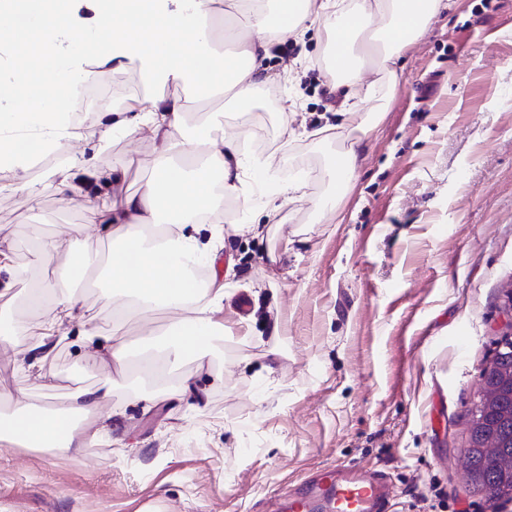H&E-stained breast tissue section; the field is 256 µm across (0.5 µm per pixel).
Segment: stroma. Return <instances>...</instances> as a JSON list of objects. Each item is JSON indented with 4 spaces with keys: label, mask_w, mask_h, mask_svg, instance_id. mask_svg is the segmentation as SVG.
<instances>
[{
    "label": "stroma",
    "mask_w": 512,
    "mask_h": 512,
    "mask_svg": "<svg viewBox=\"0 0 512 512\" xmlns=\"http://www.w3.org/2000/svg\"><path fill=\"white\" fill-rule=\"evenodd\" d=\"M274 80L248 108L210 93L180 97L187 128L220 112L261 141L282 179L304 177L305 201L262 218V238L235 231L249 203L204 266L228 293L223 335L188 352L165 376L126 369L110 378L102 337L84 323L41 368L26 355V316L0 335V412L19 401L66 406L77 390L111 380L93 447L49 453L0 445V512H272L279 495L322 468L355 462L384 471L393 512H512L467 484L460 459L481 371L512 330L502 291L512 284V0H455L400 59L402 80L364 142L340 212L310 208L336 194L330 165L346 138L317 136L336 124L316 33L275 45ZM92 119L66 140L60 160L20 171L34 197L0 187V249L24 291L26 273L52 281L103 225L56 191L63 162L85 167L80 193L110 201L140 191L160 148L85 105ZM106 164L90 176L93 147ZM58 243L46 262L33 228ZM54 397L30 390L36 376Z\"/></svg>",
    "instance_id": "stroma-1"
}]
</instances>
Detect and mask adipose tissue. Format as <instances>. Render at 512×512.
I'll use <instances>...</instances> for the list:
<instances>
[{
    "label": "adipose tissue",
    "mask_w": 512,
    "mask_h": 512,
    "mask_svg": "<svg viewBox=\"0 0 512 512\" xmlns=\"http://www.w3.org/2000/svg\"><path fill=\"white\" fill-rule=\"evenodd\" d=\"M252 2L183 0V9L176 11L170 0H0V44L36 60L34 69L12 72L8 92L21 95L23 106L0 114V151L22 131L64 128L80 138L60 105L70 97L75 78L89 68L121 75L136 59L165 81L189 84L203 61L219 75L221 87L243 103L267 81L274 44L311 30L328 54L333 82L344 90L337 132L366 135L383 118L375 106L381 90L401 77L398 60L451 6L450 0H273L258 8ZM219 11L223 25H211ZM181 109L174 96L130 98L115 125L131 134L146 126L162 140L153 178L117 203L83 201L88 223L109 225L117 242L106 261L111 287L105 305L118 320L130 313L145 319L156 309L167 313L164 332L141 339L167 360L205 349L224 329L215 317L223 289L209 280L190 284L186 269L206 253L191 231L198 214H206L208 223H223L221 191L272 204L280 198L297 201L301 189L300 181L277 179L269 159L244 158L245 129L217 119L212 127L188 134ZM23 312L35 327L31 350L39 362L51 354V339L61 326L85 315L76 292L57 293L48 283L27 291ZM108 396L106 389L87 387L62 411L16 406L0 416V442L80 451L96 442L97 432L84 421Z\"/></svg>",
    "instance_id": "1"
}]
</instances>
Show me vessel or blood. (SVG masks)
<instances>
[{
    "mask_svg": "<svg viewBox=\"0 0 512 512\" xmlns=\"http://www.w3.org/2000/svg\"><path fill=\"white\" fill-rule=\"evenodd\" d=\"M388 481L348 465L320 470L316 479L282 501L281 512H392Z\"/></svg>",
    "mask_w": 512,
    "mask_h": 512,
    "instance_id": "vessel-or-blood-1",
    "label": "vessel or blood"
}]
</instances>
